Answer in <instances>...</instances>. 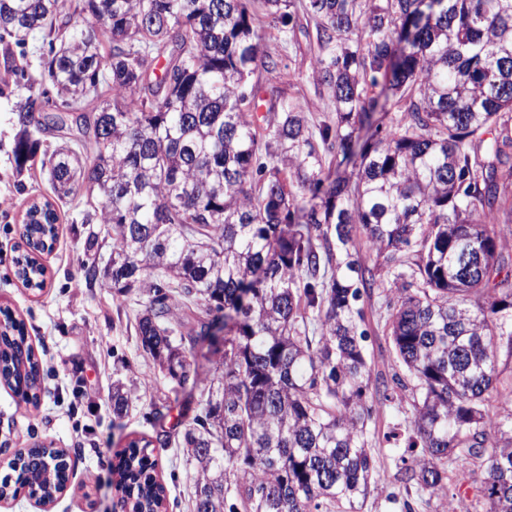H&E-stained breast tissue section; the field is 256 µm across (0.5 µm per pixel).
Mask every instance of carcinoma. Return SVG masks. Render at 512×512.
Masks as SVG:
<instances>
[{"instance_id":"obj_1","label":"carcinoma","mask_w":512,"mask_h":512,"mask_svg":"<svg viewBox=\"0 0 512 512\" xmlns=\"http://www.w3.org/2000/svg\"><path fill=\"white\" fill-rule=\"evenodd\" d=\"M302 14L335 112L318 127L282 96L254 29L261 17L286 38ZM36 30L49 52L30 75L13 47ZM0 57L19 77L16 173L43 137L77 129L42 166L57 195L97 199L82 223L112 225V262L85 278L116 297L147 289L143 350L206 394L178 433L193 512H355L375 469L369 424L409 397L408 428L387 435L397 478L445 512L446 461L480 459L486 512H512V255L497 231L512 224V0H75L68 13L0 0ZM56 221L28 208L30 251ZM380 286L402 375L367 358L364 298ZM219 321L202 378L187 348ZM0 380L38 404L41 364L16 320ZM128 402L114 384L112 412ZM149 446L116 455L121 512L164 508ZM69 461L28 448L0 492L51 499Z\"/></svg>"}]
</instances>
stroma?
Returning a JSON list of instances; mask_svg holds the SVG:
<instances>
[{"label":"stroma","instance_id":"stroma-1","mask_svg":"<svg viewBox=\"0 0 512 512\" xmlns=\"http://www.w3.org/2000/svg\"><path fill=\"white\" fill-rule=\"evenodd\" d=\"M293 40L283 41L265 25L256 32L266 53L280 57L285 97L298 102L313 124L331 121L328 98L316 93L311 78V49L306 35L312 19ZM13 102L0 97V307L24 323L25 332L46 374V391L39 406L22 403L0 385V446L26 449L53 444L66 449L73 462L70 487L47 507L27 492L0 502V512H112L117 493L108 457L129 441L154 442L159 435L176 434L180 421L200 409V389L179 388L143 351L136 333L137 317L148 299L134 288L115 297L106 288L89 286L82 273L85 260L105 263L112 249V231L104 224L82 221L91 204L83 192L55 199L39 167L16 174L13 146L18 128ZM37 199L53 201L58 215V237L50 252L40 256L46 269L43 288L26 287L14 273V260L25 250L22 222ZM95 247H88V240ZM369 360L379 368L397 367L385 324L391 313L382 292H375L367 309ZM125 383L130 391L123 416L112 413V386ZM411 405L388 409L377 421L371 438L375 486L359 512H426L415 487L394 478L390 445L384 432L409 417ZM158 476L167 488V512H193L194 485L185 449L156 446ZM483 478L479 462L467 469L448 468V490L453 512H483L478 488Z\"/></svg>","mask_w":512,"mask_h":512}]
</instances>
